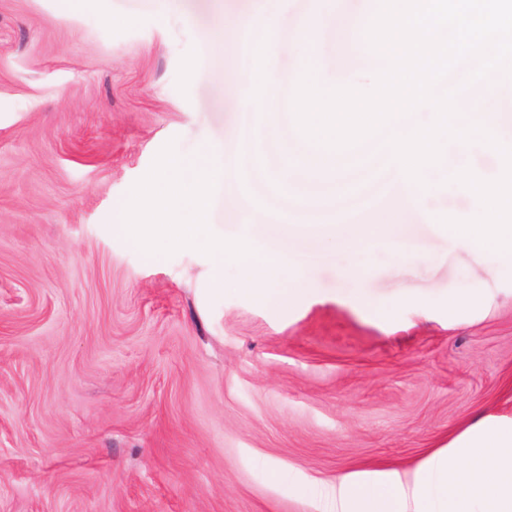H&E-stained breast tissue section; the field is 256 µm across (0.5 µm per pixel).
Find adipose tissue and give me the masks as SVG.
<instances>
[{
  "mask_svg": "<svg viewBox=\"0 0 512 512\" xmlns=\"http://www.w3.org/2000/svg\"><path fill=\"white\" fill-rule=\"evenodd\" d=\"M315 496L323 512H512V414L478 416L414 470L347 472Z\"/></svg>",
  "mask_w": 512,
  "mask_h": 512,
  "instance_id": "1",
  "label": "adipose tissue"
}]
</instances>
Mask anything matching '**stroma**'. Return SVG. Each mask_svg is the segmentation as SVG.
Returning a JSON list of instances; mask_svg holds the SVG:
<instances>
[{"label": "stroma", "mask_w": 512, "mask_h": 512, "mask_svg": "<svg viewBox=\"0 0 512 512\" xmlns=\"http://www.w3.org/2000/svg\"><path fill=\"white\" fill-rule=\"evenodd\" d=\"M306 3L251 2L276 14L279 77ZM224 8L0 0V512H317L316 483L415 468L512 411V279L449 323L483 263L431 226L407 261L296 241L262 289L113 235L165 144L192 156L247 121L214 67Z\"/></svg>", "instance_id": "35a3bbf8"}]
</instances>
